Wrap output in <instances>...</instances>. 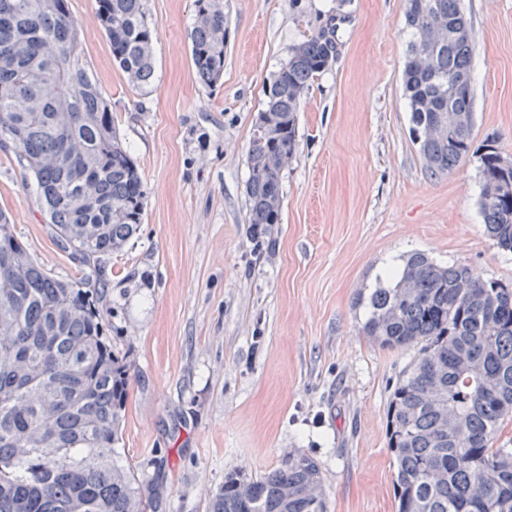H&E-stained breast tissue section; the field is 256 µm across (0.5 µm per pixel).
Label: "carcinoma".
<instances>
[{
  "label": "carcinoma",
  "mask_w": 512,
  "mask_h": 512,
  "mask_svg": "<svg viewBox=\"0 0 512 512\" xmlns=\"http://www.w3.org/2000/svg\"><path fill=\"white\" fill-rule=\"evenodd\" d=\"M403 70L414 133L451 111L472 112L474 44L460 0H431ZM112 56L131 82L154 77L157 30L144 0H96ZM189 33L201 82L224 74V0H193ZM461 36L433 44L429 30ZM335 28L288 49L269 87L248 149L250 233L271 242L282 209L281 172L297 149L301 95L328 70ZM428 171H449L472 147V125L451 138L416 139ZM0 143L11 144L36 202L79 277L59 279L17 243L18 263L0 254V512H149L154 486L117 460L129 375L112 349L100 309L105 260L143 223L145 189L112 126L109 104L84 65L68 0H0ZM482 155L481 210L487 232L512 251V167ZM468 267L410 254L397 280L370 295L364 332L389 348L420 347L388 405V446L397 464V512H512V448H494L512 419V286ZM458 420L440 433L441 415ZM317 463L291 456L255 477L224 475L209 512H324L314 496Z\"/></svg>",
  "instance_id": "carcinoma-1"
}]
</instances>
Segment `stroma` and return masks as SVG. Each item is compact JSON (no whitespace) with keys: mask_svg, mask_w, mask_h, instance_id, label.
Instances as JSON below:
<instances>
[{"mask_svg":"<svg viewBox=\"0 0 512 512\" xmlns=\"http://www.w3.org/2000/svg\"><path fill=\"white\" fill-rule=\"evenodd\" d=\"M69 5L146 192L144 221L104 276L106 334L129 365L123 459L159 489V512H208L225 473L263 474L293 454L318 463L328 512H396L387 410L419 350L366 336L369 297L414 251L512 285V253L480 209L484 146L512 158V0H461L473 144L437 175L403 91L407 0H224V75L210 89L191 58L193 0H145L158 33L145 89L115 63L95 0ZM330 15L337 56L301 96L281 220L258 253L246 181L265 88ZM0 210L36 261L77 274L7 145Z\"/></svg>","mask_w":512,"mask_h":512,"instance_id":"stroma-1","label":"stroma"}]
</instances>
